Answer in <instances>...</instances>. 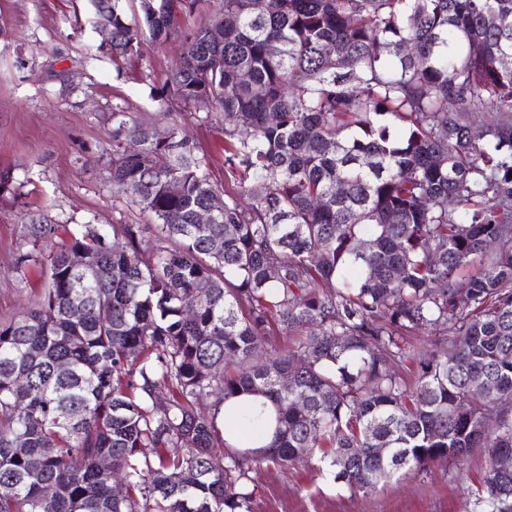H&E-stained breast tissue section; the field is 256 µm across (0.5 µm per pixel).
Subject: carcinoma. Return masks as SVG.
I'll list each match as a JSON object with an SVG mask.
<instances>
[{
    "label": "carcinoma",
    "instance_id": "obj_1",
    "mask_svg": "<svg viewBox=\"0 0 512 512\" xmlns=\"http://www.w3.org/2000/svg\"><path fill=\"white\" fill-rule=\"evenodd\" d=\"M125 2L90 0L112 29L97 51L119 72L144 39H182L151 90L172 124L160 140L112 108L108 179L146 223L79 225L0 319V512H250L263 464L319 450L367 495L476 448L477 500L512 512V0H220L222 45L201 0ZM175 103L222 113L235 189ZM60 228L34 212L23 234ZM274 326L295 347L266 351ZM438 327L397 373L403 335ZM240 395L275 409L262 450L248 408L228 450ZM263 400L254 396H243L239 399L225 402L220 407L219 420L224 421V439L226 442L235 448H239V439L237 428L235 423L232 421L235 417V412L240 404H246L253 408H262L261 402Z\"/></svg>",
    "mask_w": 512,
    "mask_h": 512
}]
</instances>
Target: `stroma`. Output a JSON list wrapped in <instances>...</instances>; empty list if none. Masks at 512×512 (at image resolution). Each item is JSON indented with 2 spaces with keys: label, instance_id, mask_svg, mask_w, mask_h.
<instances>
[{
  "label": "stroma",
  "instance_id": "stroma-1",
  "mask_svg": "<svg viewBox=\"0 0 512 512\" xmlns=\"http://www.w3.org/2000/svg\"><path fill=\"white\" fill-rule=\"evenodd\" d=\"M89 20L88 0H0V171L11 170L21 182L18 198L0 197L1 318L30 306L46 279L38 256L67 239L62 233L28 243L21 226L29 213L42 210L69 230L88 221L139 223L108 181L113 106L126 107L157 132L168 130L155 115L150 91L162 87L178 66L181 41L144 42L139 63L119 73L108 56L97 53L101 38ZM58 56L75 70L76 90L66 98L47 74ZM182 124L209 151L214 172H221L220 119L188 113ZM22 252L35 260L20 269L16 258ZM483 465L478 452L463 466L439 460L369 496L351 493L310 464L264 467L253 474L252 512H483L477 501Z\"/></svg>",
  "mask_w": 512,
  "mask_h": 512
}]
</instances>
